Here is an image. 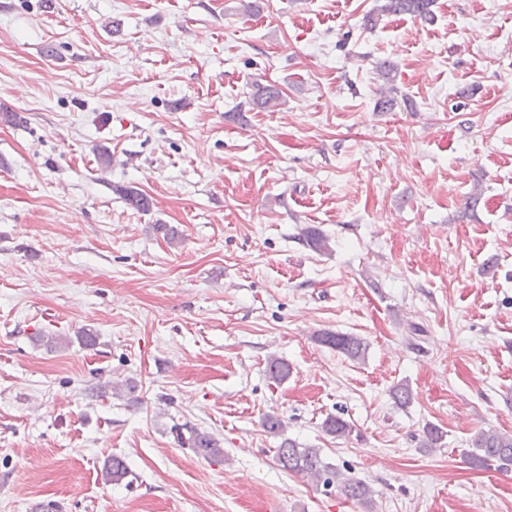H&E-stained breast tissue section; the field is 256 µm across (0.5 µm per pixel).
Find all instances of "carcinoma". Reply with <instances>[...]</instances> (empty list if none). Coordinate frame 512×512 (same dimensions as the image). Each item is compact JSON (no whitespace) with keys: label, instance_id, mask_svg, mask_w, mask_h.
Listing matches in <instances>:
<instances>
[{"label":"carcinoma","instance_id":"carcinoma-1","mask_svg":"<svg viewBox=\"0 0 512 512\" xmlns=\"http://www.w3.org/2000/svg\"><path fill=\"white\" fill-rule=\"evenodd\" d=\"M435 0H383L379 14L410 15L424 22L432 20V6ZM396 64L385 60L378 64L377 74L381 84L376 88V111L388 112L396 105L394 74ZM282 90L275 84L256 85L251 94L250 104L260 110L272 111L280 105ZM118 194L130 208L138 212H149L153 208L152 199L133 186L117 189ZM300 239L308 247L318 252L329 250V238L316 225L301 229ZM315 341L351 360H362L368 349L364 338L352 333L321 331L314 336ZM291 374V368L284 360L272 358L267 364V375L277 384L285 382ZM263 428L274 436H282L285 426L280 416L267 413L262 419ZM322 430L329 436L348 438L353 426L345 419L330 416L323 420ZM175 439L182 447H189L195 455L212 462L224 461V448L221 440L212 433L198 429L186 423L175 424L171 428ZM469 463L477 468L489 467L496 462L501 466L512 465V434L494 430H481L470 441L466 451ZM278 464L285 470L303 475L313 483L329 487L335 485L346 497L364 502L371 497L367 484L346 476L341 470L324 460L319 448H305L296 441L285 438L276 450ZM128 476L124 460L112 458L103 468V480L109 484L119 483Z\"/></svg>","mask_w":512,"mask_h":512}]
</instances>
